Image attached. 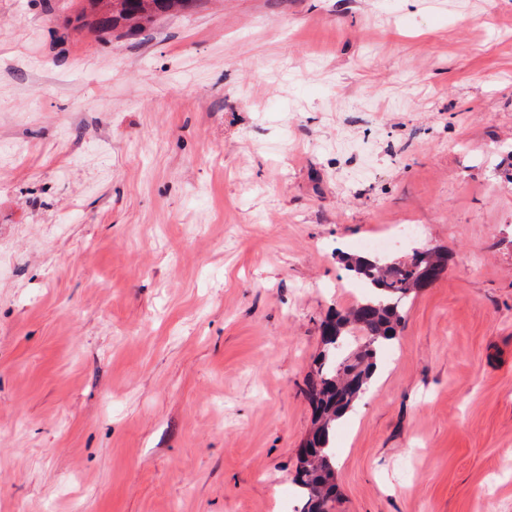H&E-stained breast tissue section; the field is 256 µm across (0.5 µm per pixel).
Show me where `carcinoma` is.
<instances>
[{
	"label": "carcinoma",
	"instance_id": "carcinoma-1",
	"mask_svg": "<svg viewBox=\"0 0 512 512\" xmlns=\"http://www.w3.org/2000/svg\"><path fill=\"white\" fill-rule=\"evenodd\" d=\"M84 25L102 32L119 25L140 32L162 15L189 9L194 0H86ZM345 267L364 280L371 293L345 312H332L322 326L323 350L305 380L304 394L314 409L311 435L299 448L294 483L304 504L301 512H328L336 501V424L368 390L378 349L397 338L402 308L410 296L425 288L428 273L448 266V252L413 250L406 258L378 260L365 255H346ZM364 337L362 348L343 357L350 336Z\"/></svg>",
	"mask_w": 512,
	"mask_h": 512
}]
</instances>
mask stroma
I'll return each instance as SVG.
<instances>
[{
	"label": "stroma",
	"mask_w": 512,
	"mask_h": 512,
	"mask_svg": "<svg viewBox=\"0 0 512 512\" xmlns=\"http://www.w3.org/2000/svg\"><path fill=\"white\" fill-rule=\"evenodd\" d=\"M0 0V512H299L341 261L451 259L335 512H512V0ZM195 0H86L84 24L102 32L119 25L129 33L140 32L159 16L174 15L189 9ZM140 19V22H135Z\"/></svg>",
	"instance_id": "35a3bbf8"
}]
</instances>
